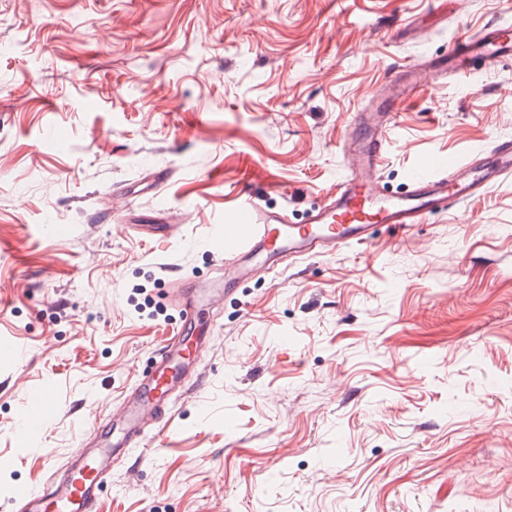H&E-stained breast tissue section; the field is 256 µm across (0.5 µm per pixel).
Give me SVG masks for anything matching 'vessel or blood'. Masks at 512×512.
<instances>
[{"label":"vessel or blood","mask_w":512,"mask_h":512,"mask_svg":"<svg viewBox=\"0 0 512 512\" xmlns=\"http://www.w3.org/2000/svg\"><path fill=\"white\" fill-rule=\"evenodd\" d=\"M511 54L512 25L493 23L477 33L455 36L448 47L449 66L434 70L435 76H466L476 72L479 63L491 64ZM428 69V62L422 60L396 65L384 83L385 98L396 103L405 100L415 88L412 74ZM394 117L391 110L359 113L361 135L344 151L348 173L304 223H292L287 211L264 209L246 197L225 217L221 230L209 236L212 252L223 257L225 267L235 269L247 259L272 265L285 253L302 257L363 246L372 242L379 226L422 223L512 175V139L504 138L489 151H475L463 164L428 159L411 175L407 191L388 192L379 186L376 171ZM182 297V324L159 349L154 371L134 384L121 428L102 436L98 447L54 470L40 488L15 487L8 498L10 512H95L112 463L125 449L142 444L145 416L169 421L176 395L186 387L188 342L201 326L206 294L186 288ZM52 406L51 387L39 385L28 391L20 413L21 438L42 437Z\"/></svg>","instance_id":"obj_1"}]
</instances>
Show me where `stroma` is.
<instances>
[{
	"mask_svg": "<svg viewBox=\"0 0 512 512\" xmlns=\"http://www.w3.org/2000/svg\"><path fill=\"white\" fill-rule=\"evenodd\" d=\"M496 21L506 0H0V512L118 421L244 193L304 220L389 68ZM505 137L512 59L421 81L377 176ZM211 311L170 431L146 419L99 512H512V177ZM52 406L51 387L39 385L31 388L20 413L22 421L20 437L25 440L40 439L45 431Z\"/></svg>",
	"mask_w": 512,
	"mask_h": 512,
	"instance_id": "1",
	"label": "stroma"
}]
</instances>
